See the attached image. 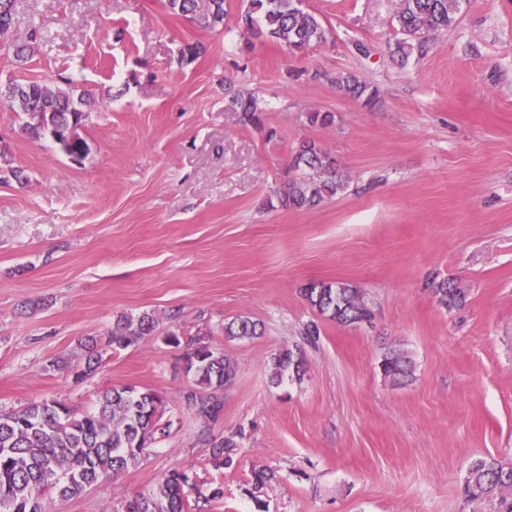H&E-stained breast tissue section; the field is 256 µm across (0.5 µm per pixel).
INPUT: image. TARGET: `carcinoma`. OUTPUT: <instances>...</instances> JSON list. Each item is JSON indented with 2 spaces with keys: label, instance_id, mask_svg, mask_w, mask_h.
Listing matches in <instances>:
<instances>
[{
  "label": "carcinoma",
  "instance_id": "cac0c4a2",
  "mask_svg": "<svg viewBox=\"0 0 512 512\" xmlns=\"http://www.w3.org/2000/svg\"><path fill=\"white\" fill-rule=\"evenodd\" d=\"M302 0H248L238 19L239 27L255 39L279 43L297 55L326 41L328 30L314 13L302 8ZM15 0H0V52L22 65L33 55L36 34L28 40L10 39L14 24ZM174 14L209 30L224 29V0H168ZM461 0H399L397 23L407 40L396 50L408 55L413 44L423 47L440 32L454 26ZM61 87L51 81H9L0 85V102L25 117L24 128L38 138L49 132L82 125L85 108L95 104L92 91L65 81ZM336 89L341 94L372 105L377 90L354 73H339ZM245 125L262 124L261 101L254 95L235 99ZM290 168L296 174L280 191L279 201L289 209H309L342 193L347 176L336 157L322 145L306 140L295 151ZM303 297L321 317L341 325H354L372 319L373 311L363 293L344 283L311 284L302 289ZM432 294L441 307L451 311L461 305L464 295L447 281L432 283ZM155 328L154 317L145 312L137 319L117 322L109 333L108 345L125 350L136 345ZM263 335L259 322L238 316L224 324V337L230 341ZM84 363L75 378L92 377L101 355L97 343L81 345ZM189 385L180 394L181 402L202 422L199 440L209 445L212 465L222 469L233 464L238 444L232 436L216 437L210 424L224 408V386L236 375L237 364L221 348L197 337L186 342ZM301 353L284 350L270 366L271 382L278 386L285 376L299 379L304 372ZM383 375L394 383L407 380L412 369L400 352L389 350L380 361ZM164 402L152 390L134 387L106 389L97 397L96 407L80 412L58 400L32 402L18 409L0 411V512H46L51 495L71 498L86 492L103 479L117 478L141 465L145 450L165 432L160 424ZM196 497L189 498V492ZM464 493L470 499H494L497 512H512V464L495 458H480L469 467ZM223 496V489L204 494L189 472L173 469L156 485L126 501L124 512H195L199 502Z\"/></svg>",
  "mask_w": 512,
  "mask_h": 512
}]
</instances>
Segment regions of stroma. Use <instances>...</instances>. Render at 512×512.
<instances>
[{"mask_svg":"<svg viewBox=\"0 0 512 512\" xmlns=\"http://www.w3.org/2000/svg\"><path fill=\"white\" fill-rule=\"evenodd\" d=\"M329 29L292 56L242 36L247 0H224V28L174 15L167 0H16L14 33L38 26L24 67L0 53V83L72 80L98 92L78 163L35 138L0 104V151L28 176L0 178V410L42 399L80 409L110 387L156 392L173 425L143 464L47 512H117L169 470L222 486L205 512H494L468 501L471 463H512V0H463L454 27L408 57L396 0H302ZM202 44L191 64L180 51ZM351 72L375 106L337 92ZM262 100L263 126L243 125L234 93ZM335 114L310 124L312 110ZM331 151L346 190L307 210L276 192L302 141ZM461 289L441 308L430 283ZM344 282L370 322L318 319L306 285ZM154 333L112 350L107 334L143 312ZM246 315L254 340L228 341ZM317 321L315 343L299 334ZM204 335L237 364L214 435L238 434L215 469L199 423L179 402L189 380L173 328ZM103 362L78 383L80 344ZM301 350L302 379L273 385L269 361ZM397 350L413 377L379 368ZM277 479L253 491L251 470ZM263 335L262 326L249 316H238L224 324V337L229 341L253 339Z\"/></svg>","mask_w":512,"mask_h":512,"instance_id":"35a3bbf8","label":"stroma"}]
</instances>
